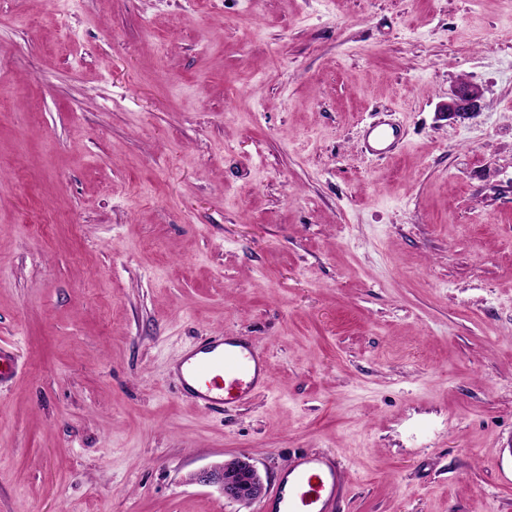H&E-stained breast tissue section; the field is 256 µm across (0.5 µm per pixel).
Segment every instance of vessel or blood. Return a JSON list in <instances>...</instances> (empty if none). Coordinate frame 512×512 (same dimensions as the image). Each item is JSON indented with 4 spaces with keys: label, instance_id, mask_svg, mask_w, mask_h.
I'll return each instance as SVG.
<instances>
[{
    "label": "vessel or blood",
    "instance_id": "obj_1",
    "mask_svg": "<svg viewBox=\"0 0 512 512\" xmlns=\"http://www.w3.org/2000/svg\"><path fill=\"white\" fill-rule=\"evenodd\" d=\"M394 127H369L366 141L377 154L392 150ZM175 370L180 390L210 412L252 400L269 386L267 354L257 342L235 336H209L183 351ZM342 473L328 457L305 454L292 460L273 485L262 512H334Z\"/></svg>",
    "mask_w": 512,
    "mask_h": 512
}]
</instances>
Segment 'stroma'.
<instances>
[{"instance_id": "obj_1", "label": "stroma", "mask_w": 512, "mask_h": 512, "mask_svg": "<svg viewBox=\"0 0 512 512\" xmlns=\"http://www.w3.org/2000/svg\"><path fill=\"white\" fill-rule=\"evenodd\" d=\"M218 331L270 371L221 415ZM0 342V512H261L197 474L306 451L512 512V0H0ZM483 91L481 87L472 83H461L449 97L448 116L464 118L481 109ZM398 132L393 126L373 125L366 132L369 149L377 154L390 152L397 140ZM175 370L181 392L210 412L248 402L269 386L266 351L235 336L206 337L183 351Z\"/></svg>"}]
</instances>
